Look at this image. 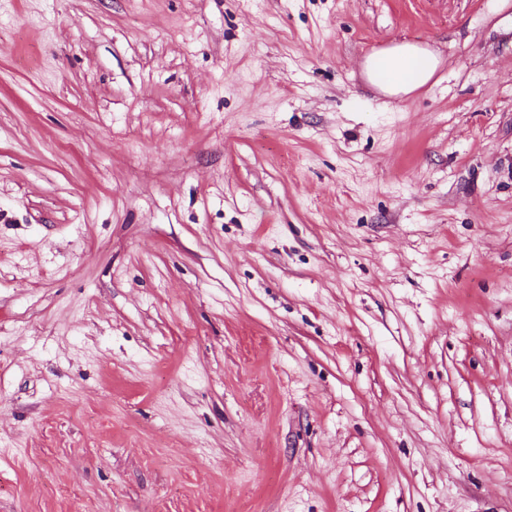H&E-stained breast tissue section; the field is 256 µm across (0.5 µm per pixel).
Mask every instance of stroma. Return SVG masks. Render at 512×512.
I'll return each mask as SVG.
<instances>
[{
    "instance_id": "stroma-1",
    "label": "stroma",
    "mask_w": 512,
    "mask_h": 512,
    "mask_svg": "<svg viewBox=\"0 0 512 512\" xmlns=\"http://www.w3.org/2000/svg\"><path fill=\"white\" fill-rule=\"evenodd\" d=\"M0 512H512V0H0ZM439 64V56L432 51L401 42L366 57L363 70L387 96L402 97L428 84Z\"/></svg>"
}]
</instances>
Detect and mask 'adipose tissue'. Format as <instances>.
Instances as JSON below:
<instances>
[{"mask_svg":"<svg viewBox=\"0 0 512 512\" xmlns=\"http://www.w3.org/2000/svg\"><path fill=\"white\" fill-rule=\"evenodd\" d=\"M439 64V56L432 51L401 42L366 57L363 70L387 96L402 97L428 84Z\"/></svg>","mask_w":512,"mask_h":512,"instance_id":"obj_1","label":"adipose tissue"}]
</instances>
